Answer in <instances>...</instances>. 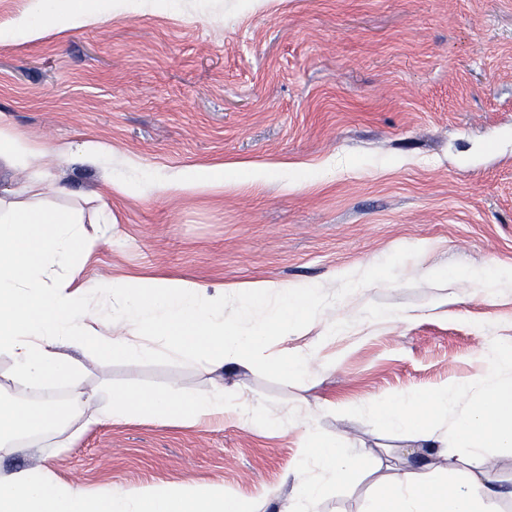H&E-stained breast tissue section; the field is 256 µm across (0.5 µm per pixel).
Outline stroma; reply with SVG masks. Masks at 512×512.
<instances>
[{
    "label": "stroma",
    "instance_id": "stroma-1",
    "mask_svg": "<svg viewBox=\"0 0 512 512\" xmlns=\"http://www.w3.org/2000/svg\"><path fill=\"white\" fill-rule=\"evenodd\" d=\"M0 118L49 150L108 146L50 168L69 191L50 204L97 242L89 284L265 279L320 297L286 345L313 349L307 374L258 366L223 380L228 400L293 417L288 430L230 415L115 423L68 448L49 435L0 449V477L47 467L92 490L207 483L278 512L300 473L319 474L298 448L311 424L372 453L357 481L329 484L319 512H364L394 475L390 454L413 445L371 406L465 378L472 406L477 352L512 344V278L491 297L467 276L512 267V0H112L97 24L0 40ZM235 160L267 170L226 173L220 191L170 186ZM331 324L335 342L319 344ZM81 362L88 384L117 389L195 394L213 380L165 359Z\"/></svg>",
    "mask_w": 512,
    "mask_h": 512
}]
</instances>
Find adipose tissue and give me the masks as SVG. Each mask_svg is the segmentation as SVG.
<instances>
[{
	"instance_id": "ef3b65f1",
	"label": "adipose tissue",
	"mask_w": 512,
	"mask_h": 512,
	"mask_svg": "<svg viewBox=\"0 0 512 512\" xmlns=\"http://www.w3.org/2000/svg\"><path fill=\"white\" fill-rule=\"evenodd\" d=\"M109 7V0H44L45 21L25 12L12 27L34 41L53 30L94 24ZM62 153L59 147L51 152L37 148L0 120V163L16 167ZM55 190L41 171L21 183L13 197L0 196V356L10 360L15 384L67 385L72 406L65 412L52 398L29 405L0 397V447L65 432L77 418L85 432L138 417L182 427L227 412L250 426L267 421L259 407L226 401L220 386L192 396L173 389L88 386L78 357L95 355L105 368L117 361L167 358L228 373L256 365L305 371L312 353L297 350L270 359L262 347L268 337L285 342L296 335L312 313L315 291L266 280L240 284L236 299L264 300V315L228 321L223 291L211 293L186 279H117L91 287L81 279L77 261L92 253L93 244L75 212L47 205ZM476 363L492 380L479 404L460 408L458 395L466 384L456 381L375 407L380 427L407 431L426 446L427 456L379 488L368 512H499V503L512 499V488L491 477L486 458L487 449L512 447V383L495 381L503 371H512V350L484 349ZM299 446L307 460L341 484L366 465L363 450H346L312 426ZM0 512H252V507L227 497L216 485L92 491L77 481H59L46 468H22L0 479Z\"/></svg>"
}]
</instances>
